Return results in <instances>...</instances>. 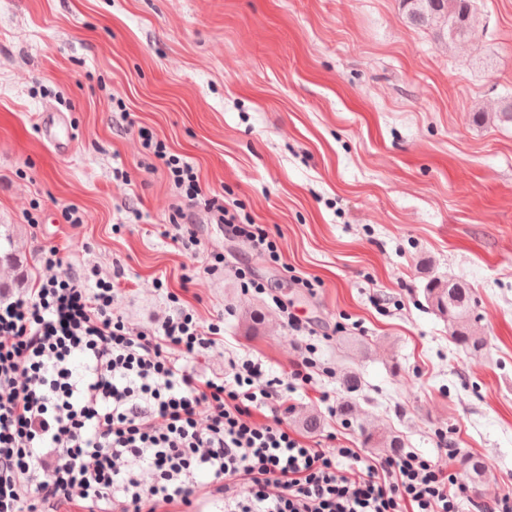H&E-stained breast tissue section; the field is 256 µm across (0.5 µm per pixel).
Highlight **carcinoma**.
Here are the masks:
<instances>
[{"instance_id": "obj_1", "label": "carcinoma", "mask_w": 512, "mask_h": 512, "mask_svg": "<svg viewBox=\"0 0 512 512\" xmlns=\"http://www.w3.org/2000/svg\"><path fill=\"white\" fill-rule=\"evenodd\" d=\"M406 18L429 29L433 36L453 46L472 38L479 24L474 0H401ZM426 300L436 315L448 323L450 338L459 347L479 352L486 345L480 327L473 319L475 299L471 288L454 279L432 277L425 285ZM364 445L370 448H402L404 442L394 431L363 430ZM474 484L485 481L484 463L475 456L460 457Z\"/></svg>"}]
</instances>
